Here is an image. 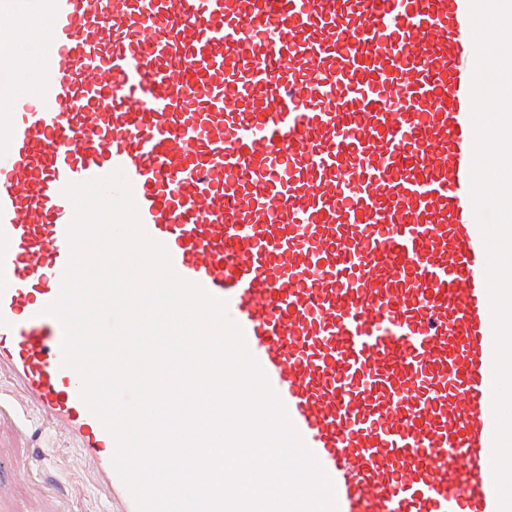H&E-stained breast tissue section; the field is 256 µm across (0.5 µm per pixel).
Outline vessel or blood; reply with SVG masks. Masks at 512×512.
Returning <instances> with one entry per match:
<instances>
[{
  "mask_svg": "<svg viewBox=\"0 0 512 512\" xmlns=\"http://www.w3.org/2000/svg\"><path fill=\"white\" fill-rule=\"evenodd\" d=\"M470 0H0V434L25 407L136 512L63 364L74 206L122 170L224 300L338 512H499ZM34 17L17 39L18 13ZM34 69V95L8 82Z\"/></svg>",
  "mask_w": 512,
  "mask_h": 512,
  "instance_id": "obj_1",
  "label": "vessel or blood"
}]
</instances>
